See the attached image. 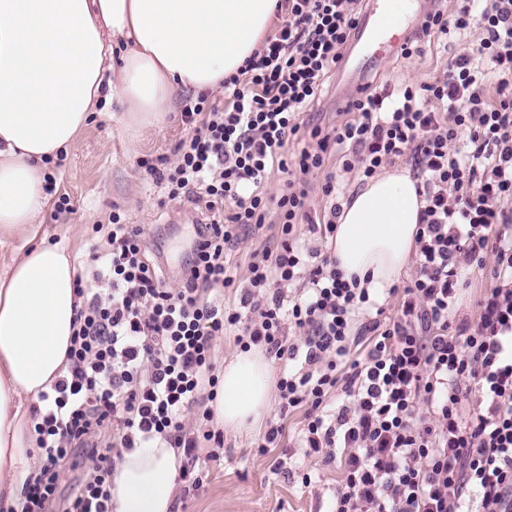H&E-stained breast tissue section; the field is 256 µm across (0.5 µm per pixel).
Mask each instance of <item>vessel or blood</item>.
Wrapping results in <instances>:
<instances>
[{
    "label": "vessel or blood",
    "mask_w": 512,
    "mask_h": 512,
    "mask_svg": "<svg viewBox=\"0 0 512 512\" xmlns=\"http://www.w3.org/2000/svg\"><path fill=\"white\" fill-rule=\"evenodd\" d=\"M427 7L409 13L393 10L391 0H370L369 8L348 47L340 77L346 91L365 86L370 63L392 56L422 25Z\"/></svg>",
    "instance_id": "obj_1"
}]
</instances>
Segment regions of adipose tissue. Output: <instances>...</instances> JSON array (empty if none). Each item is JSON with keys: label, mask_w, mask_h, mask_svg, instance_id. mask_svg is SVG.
<instances>
[{"label": "adipose tissue", "mask_w": 512, "mask_h": 512, "mask_svg": "<svg viewBox=\"0 0 512 512\" xmlns=\"http://www.w3.org/2000/svg\"><path fill=\"white\" fill-rule=\"evenodd\" d=\"M277 0H0V239L20 243L0 269V505L19 507L38 475L33 409L66 361L81 300L61 246L36 243L48 164L88 126L102 96L123 122H160L184 88L218 90L258 49ZM121 65L112 80V58ZM402 167L369 179L344 205L331 250L370 294L390 288L415 249L424 201ZM271 364L258 347L226 363L210 407L233 431L262 421ZM182 465L156 441L125 452L113 512H170Z\"/></svg>", "instance_id": "adipose-tissue-1"}]
</instances>
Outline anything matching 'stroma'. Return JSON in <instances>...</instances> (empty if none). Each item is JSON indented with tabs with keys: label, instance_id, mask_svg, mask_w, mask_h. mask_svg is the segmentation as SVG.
<instances>
[{
	"label": "stroma",
	"instance_id": "1",
	"mask_svg": "<svg viewBox=\"0 0 512 512\" xmlns=\"http://www.w3.org/2000/svg\"><path fill=\"white\" fill-rule=\"evenodd\" d=\"M481 35L482 23L474 21L470 30L432 44L414 60L382 59L368 79L421 83L429 79L437 63L475 46ZM186 98V93H179L160 124L134 129L114 119L112 102L100 101L99 116L49 167L51 191L37 217L41 238L68 247L76 264L85 265L96 239L95 225L108 223L116 211L127 223L142 225L146 237L157 239L170 268L181 266L197 212L170 201L140 162L171 154L185 136L181 112ZM63 195L70 197L75 213H56L55 203ZM301 420L298 413L288 420L279 448L267 456L258 453L262 431H225L223 467L204 474L199 487L178 482L172 512H331L341 474L336 463L304 458L296 448ZM284 456L290 459L292 474L288 477L273 466L275 458ZM306 473L311 476L307 485L301 482Z\"/></svg>",
	"mask_w": 512,
	"mask_h": 512
}]
</instances>
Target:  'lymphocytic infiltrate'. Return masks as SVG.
I'll use <instances>...</instances> for the list:
<instances>
[{
    "mask_svg": "<svg viewBox=\"0 0 512 512\" xmlns=\"http://www.w3.org/2000/svg\"><path fill=\"white\" fill-rule=\"evenodd\" d=\"M279 8L282 22L225 78L223 103H186L174 158L145 166L169 199L224 211L194 225L186 274L170 281L120 214L100 225L76 281L82 307L62 374L34 411L44 463L22 512H49L60 467L78 451L93 466L63 512H112L115 458L157 439L182 450L181 480L200 485L199 441L212 442L211 462L224 460L223 435L205 425L219 382L214 341L227 332L289 361L258 451L278 447L288 416L304 409L305 456L341 463L334 512H512V0L434 6L421 37L467 31L478 14L476 47L421 84L366 86L347 102L349 120L327 129L304 114L338 71L362 0ZM399 159L426 202L417 267L389 323L358 328L368 289L334 257L310 264L296 228L334 236L346 195L332 163L365 181ZM277 173L288 180L274 197L266 186ZM313 175L330 203L321 216L308 201ZM267 227L238 277L229 251ZM468 268L489 269L495 284L480 290L476 319L455 321Z\"/></svg>",
    "mask_w": 512,
    "mask_h": 512,
    "instance_id": "obj_1",
    "label": "lymphocytic infiltrate"
}]
</instances>
